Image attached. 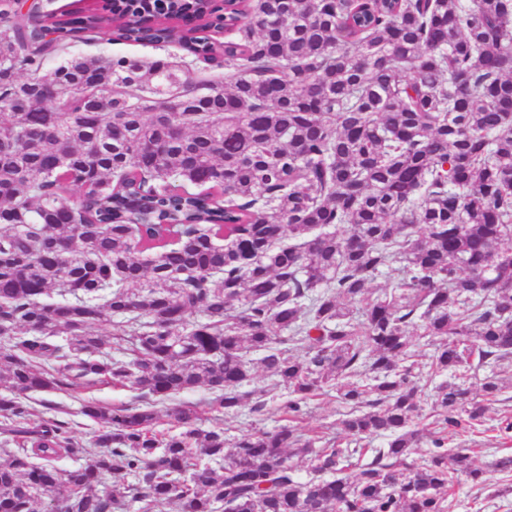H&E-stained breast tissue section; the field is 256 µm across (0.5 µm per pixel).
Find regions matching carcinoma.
<instances>
[{
  "label": "carcinoma",
  "mask_w": 512,
  "mask_h": 512,
  "mask_svg": "<svg viewBox=\"0 0 512 512\" xmlns=\"http://www.w3.org/2000/svg\"><path fill=\"white\" fill-rule=\"evenodd\" d=\"M23 8L0 0V415L19 438L0 512H452L455 482L485 483L448 436L501 392L486 375L476 401L466 382L512 358V0H213L230 38L187 28L181 46L222 81L71 56L98 13L27 24ZM121 11L113 40L162 44L199 5ZM385 270L398 286L375 295ZM416 337L448 376L428 430ZM259 367L288 423L229 445L181 405L178 432L156 430L199 385L235 414ZM97 383L139 395L83 404L90 447L65 420L27 426L34 396ZM329 387L342 433L381 447L302 441L294 423ZM63 456L87 463L62 473ZM296 457L333 477L300 480ZM116 474L137 482L95 492Z\"/></svg>",
  "instance_id": "obj_1"
}]
</instances>
